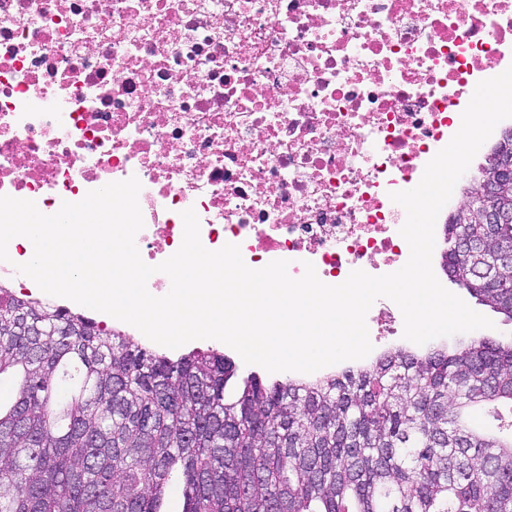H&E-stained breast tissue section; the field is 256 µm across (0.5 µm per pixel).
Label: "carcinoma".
Wrapping results in <instances>:
<instances>
[{"instance_id": "cac0c4a2", "label": "carcinoma", "mask_w": 512, "mask_h": 512, "mask_svg": "<svg viewBox=\"0 0 512 512\" xmlns=\"http://www.w3.org/2000/svg\"><path fill=\"white\" fill-rule=\"evenodd\" d=\"M443 234L445 274L512 322V223L465 207ZM5 378L0 512H162L174 483L182 512H512V339L268 381L0 286Z\"/></svg>"}]
</instances>
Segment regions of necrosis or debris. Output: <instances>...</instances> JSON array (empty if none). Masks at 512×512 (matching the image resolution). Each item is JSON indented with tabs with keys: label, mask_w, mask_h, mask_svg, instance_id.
<instances>
[{
	"label": "necrosis or debris",
	"mask_w": 512,
	"mask_h": 512,
	"mask_svg": "<svg viewBox=\"0 0 512 512\" xmlns=\"http://www.w3.org/2000/svg\"><path fill=\"white\" fill-rule=\"evenodd\" d=\"M511 66L512 0H0V195L53 214L134 176L147 264L191 208L253 269L392 273L391 193Z\"/></svg>",
	"instance_id": "4bbe7bcc"
}]
</instances>
